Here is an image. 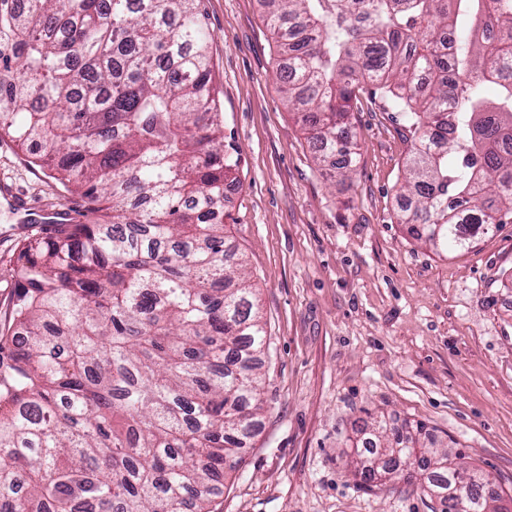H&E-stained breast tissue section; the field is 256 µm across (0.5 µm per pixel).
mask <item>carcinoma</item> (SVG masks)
Listing matches in <instances>:
<instances>
[{
    "label": "carcinoma",
    "instance_id": "carcinoma-1",
    "mask_svg": "<svg viewBox=\"0 0 512 512\" xmlns=\"http://www.w3.org/2000/svg\"><path fill=\"white\" fill-rule=\"evenodd\" d=\"M199 0H0V135L86 214L19 245L0 328V512H213L265 409L266 333L224 233V145ZM316 162L345 176L357 93L418 143L400 223L462 252L512 223V0H261ZM497 89L495 99L485 85ZM367 482L497 512L483 472L391 428Z\"/></svg>",
    "mask_w": 512,
    "mask_h": 512
}]
</instances>
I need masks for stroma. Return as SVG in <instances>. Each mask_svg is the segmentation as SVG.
Here are the masks:
<instances>
[{"label":"stroma","instance_id":"1","mask_svg":"<svg viewBox=\"0 0 512 512\" xmlns=\"http://www.w3.org/2000/svg\"><path fill=\"white\" fill-rule=\"evenodd\" d=\"M200 9L224 141L241 157L226 232L247 260L267 334V410L221 481L216 512H440L419 486L356 477L367 421L424 425L512 503V224L465 252L414 239L397 220L412 136L390 99L360 93L349 178L318 167L281 101L279 47L259 0ZM2 183L53 211L83 206L6 137ZM25 235L0 207V323Z\"/></svg>","mask_w":512,"mask_h":512}]
</instances>
